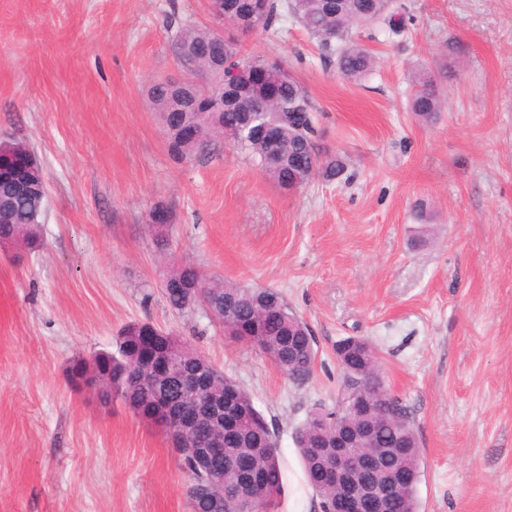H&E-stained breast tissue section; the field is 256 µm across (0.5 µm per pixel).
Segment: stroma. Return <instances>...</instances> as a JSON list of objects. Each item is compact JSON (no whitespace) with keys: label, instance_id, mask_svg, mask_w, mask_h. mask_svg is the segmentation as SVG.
I'll use <instances>...</instances> for the list:
<instances>
[{"label":"stroma","instance_id":"obj_1","mask_svg":"<svg viewBox=\"0 0 512 512\" xmlns=\"http://www.w3.org/2000/svg\"><path fill=\"white\" fill-rule=\"evenodd\" d=\"M400 34L351 38L375 57L344 79L293 17L239 36L299 77L319 148L350 180L294 192L247 153L169 154L153 85L182 78L177 31L206 0H0V137L48 183L39 245H0V512H190L170 439L72 386L73 366L130 324L180 336L248 391L277 435L276 512H320L293 434L333 407L337 341L375 347L419 439V512H512V0H404ZM460 54L442 109L409 110L414 77ZM172 214L167 255L148 211ZM280 292L318 349L294 383L162 288L171 266Z\"/></svg>","mask_w":512,"mask_h":512}]
</instances>
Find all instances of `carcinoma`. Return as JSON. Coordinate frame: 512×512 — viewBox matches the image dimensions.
<instances>
[{
    "label": "carcinoma",
    "mask_w": 512,
    "mask_h": 512,
    "mask_svg": "<svg viewBox=\"0 0 512 512\" xmlns=\"http://www.w3.org/2000/svg\"><path fill=\"white\" fill-rule=\"evenodd\" d=\"M299 21L312 35L320 39L325 48H334L336 67L342 77L356 81L373 71L375 59L361 45L350 41L352 30L376 27L392 33H400L406 25L405 6L396 4V0H263L262 29L270 30L276 26L285 13ZM185 40L181 48H195L199 51L208 44L213 32L206 28L184 31ZM244 64L252 68L269 65V59L261 56L240 55L237 43L228 38L224 40V64L216 65L203 54L196 56V74L213 82L221 79L222 69L240 67ZM448 78V68L443 67L435 73H419L415 76V91L410 101V109L424 121L432 119L442 108L440 87L442 80ZM278 101L271 105L261 94L248 88L238 103H224V134L231 138V144L247 152L256 161L260 169L272 181L283 187L292 181V169L289 158L297 152L314 151L312 157L313 172L311 177L333 180L342 175L346 163L339 155L316 149V125L307 130L294 126H285L283 143L279 147V160L270 164L266 162L268 149L259 139L252 135V130L245 129L242 113L251 114L254 125L271 119L282 122L288 120V113L296 110L314 111L305 87L299 80L284 79L277 86ZM6 206L11 210L12 223L0 224V239L22 224H29L39 211L38 202L26 198H7ZM219 297H231L235 300L233 314L224 316L221 325L224 335L234 341H246V337L237 335L239 327L245 325L255 310L256 302L263 295L275 297L279 292L272 288H247L231 282H217ZM266 336L261 339L258 349L268 342L280 347V356L276 367L289 379L301 384L312 374L316 359L314 344L305 341L295 330H309L306 322L288 306L284 299H279L278 311L265 324ZM134 339L121 335L116 338L112 357L126 362L123 369V383L112 392V400L120 401L134 413L141 410L136 407L140 401H151L149 384L138 373L137 356L132 354L129 344ZM360 352L365 362V370L380 373L378 355L374 347L364 339H358ZM240 418L236 420L235 437L228 439L224 449L225 463H230L240 454L249 455L254 462L250 476L253 493L268 498L270 509H275L284 484V471L279 448L273 446V431L264 416L256 409L252 395L240 390L238 399ZM373 409H385L393 416L380 418L375 425L372 440L362 452L380 459L382 468L388 473L402 472L408 480L398 487L397 496L390 504V512H418L416 493L413 483L419 477L418 439L403 403L393 397L380 398L369 403ZM294 443L298 449L306 482L319 498V507L326 510L336 497V484L322 476L321 459L326 455L336 454L334 448H315L309 433L296 430ZM183 469L189 473L191 485L188 490L190 506L205 497L208 486L205 478L197 473L193 463L185 459ZM243 488L237 475L229 470L224 473V512H238L245 508L242 500Z\"/></svg>",
    "instance_id": "obj_1"
}]
</instances>
